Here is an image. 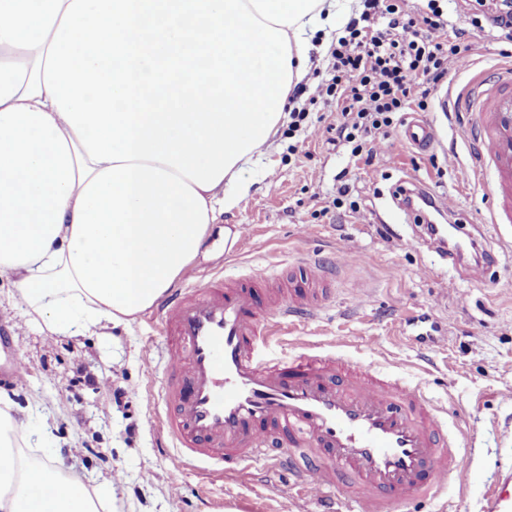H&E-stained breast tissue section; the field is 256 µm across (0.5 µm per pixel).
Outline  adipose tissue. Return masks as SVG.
Returning a JSON list of instances; mask_svg holds the SVG:
<instances>
[{
	"label": "adipose tissue",
	"mask_w": 512,
	"mask_h": 512,
	"mask_svg": "<svg viewBox=\"0 0 512 512\" xmlns=\"http://www.w3.org/2000/svg\"><path fill=\"white\" fill-rule=\"evenodd\" d=\"M352 0H0V276L55 336L127 327L248 195ZM0 409V512H111ZM41 488L27 501L29 480Z\"/></svg>",
	"instance_id": "obj_1"
}]
</instances>
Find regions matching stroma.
Wrapping results in <instances>:
<instances>
[{"instance_id":"35a3bbf8","label":"stroma","mask_w":512,"mask_h":512,"mask_svg":"<svg viewBox=\"0 0 512 512\" xmlns=\"http://www.w3.org/2000/svg\"><path fill=\"white\" fill-rule=\"evenodd\" d=\"M314 39L324 48L312 55L307 92L326 78L336 42L320 32ZM307 92L291 108L306 109L312 125L335 122V107L310 100ZM423 117L437 135L430 154L412 150L396 129L387 156L366 172L355 166L349 146L280 124L249 195L217 215L202 253L176 285L223 275L229 266L246 276L267 270L284 279L298 255L329 259L340 248L357 247L367 264L340 274L334 307L306 333L321 347L399 368L446 407L449 429L470 453L467 488L449 484L442 499H413L399 512H481L498 472L512 469V230L487 221L489 199L473 171L474 145L459 131L457 116L433 99ZM303 143L307 152H298ZM404 177L452 198L459 218L497 257L485 278L462 277L424 245L421 227L392 200ZM344 183L362 218L333 208ZM242 224L248 238L235 257L232 231ZM362 287L372 291L363 305L355 299ZM13 293L0 278V322L22 325L12 351L26 383L19 390L0 384V395H8L13 415L45 430L49 441L35 451L45 464L78 469L102 486L122 474L123 512H326L324 502L299 498L284 472L260 469L255 479L229 481L192 464L172 487L162 436L146 425L152 408L145 393L163 377L141 362L144 343L162 340L157 308L108 336H48L24 324Z\"/></svg>"}]
</instances>
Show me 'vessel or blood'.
Here are the masks:
<instances>
[{"label": "vessel or blood", "instance_id": "b4317fda", "mask_svg": "<svg viewBox=\"0 0 512 512\" xmlns=\"http://www.w3.org/2000/svg\"><path fill=\"white\" fill-rule=\"evenodd\" d=\"M476 143L475 174L490 200L487 221L512 224V65L475 74L452 100ZM413 149L433 148L425 120L406 122ZM364 256L342 249L335 262H295L299 278L267 282L213 278L175 290L159 310L163 347L145 344L146 367L163 364L154 415L175 466L214 464L225 474L255 465L285 469L314 499L337 494L347 512H397L412 498L438 499L452 479L467 481L469 457L448 430L447 411L393 372L292 337L280 357L262 355L265 337L299 330L328 306L336 271ZM486 512H512V472L496 477Z\"/></svg>", "mask_w": 512, "mask_h": 512}]
</instances>
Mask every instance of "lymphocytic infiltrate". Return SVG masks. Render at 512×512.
Listing matches in <instances>:
<instances>
[{
    "label": "lymphocytic infiltrate",
    "mask_w": 512,
    "mask_h": 512,
    "mask_svg": "<svg viewBox=\"0 0 512 512\" xmlns=\"http://www.w3.org/2000/svg\"><path fill=\"white\" fill-rule=\"evenodd\" d=\"M331 52V77L314 94L336 102L337 120L326 133L350 145L351 154L372 166L385 151L397 114L425 110L430 95L449 73L471 61L463 29L438 8L404 14L392 0H364ZM469 27L490 25L502 42H512V0H476Z\"/></svg>",
    "instance_id": "obj_1"
}]
</instances>
